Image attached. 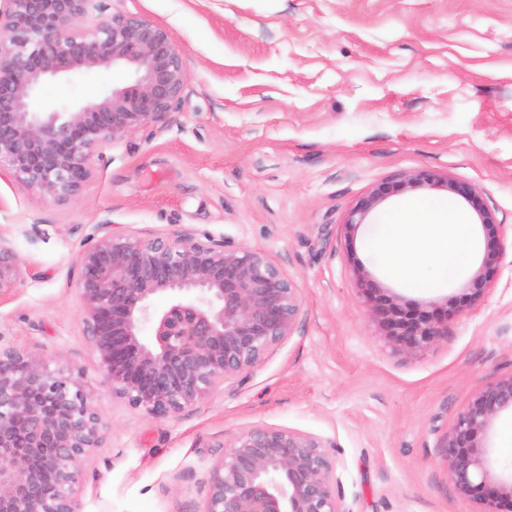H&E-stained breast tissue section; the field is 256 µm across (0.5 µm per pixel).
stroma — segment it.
<instances>
[{
    "label": "stroma",
    "instance_id": "35a3bbf8",
    "mask_svg": "<svg viewBox=\"0 0 512 512\" xmlns=\"http://www.w3.org/2000/svg\"><path fill=\"white\" fill-rule=\"evenodd\" d=\"M165 29L187 84L167 128L101 147L80 197L61 204L0 173V234L21 265L0 291V344L81 373L107 425L77 490L82 512H201L225 440L257 426L325 440L347 512H479L448 479L443 445L485 384L512 374V0H95ZM112 74L55 79L81 103ZM431 169L475 186L499 226L489 287L445 336L405 354L372 318L364 266L407 307L458 295L409 287L368 243L412 195L389 197L355 234L343 223L377 184ZM124 235L189 228L257 249L295 282L292 336L175 416L112 393L84 332L79 256L103 223ZM492 482L512 480V413L486 439Z\"/></svg>",
    "mask_w": 512,
    "mask_h": 512
}]
</instances>
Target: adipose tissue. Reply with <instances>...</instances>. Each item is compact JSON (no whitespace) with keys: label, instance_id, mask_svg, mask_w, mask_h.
<instances>
[{"label":"adipose tissue","instance_id":"1","mask_svg":"<svg viewBox=\"0 0 512 512\" xmlns=\"http://www.w3.org/2000/svg\"><path fill=\"white\" fill-rule=\"evenodd\" d=\"M387 271L406 279L409 287L428 289L456 280L475 259L476 244L464 214L452 207L417 201L398 223L372 241ZM430 263L434 277L422 279V263Z\"/></svg>","mask_w":512,"mask_h":512}]
</instances>
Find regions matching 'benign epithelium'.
I'll list each match as a JSON object with an SVG mask.
<instances>
[{
	"instance_id": "7a95c632",
	"label": "benign epithelium",
	"mask_w": 512,
	"mask_h": 512,
	"mask_svg": "<svg viewBox=\"0 0 512 512\" xmlns=\"http://www.w3.org/2000/svg\"><path fill=\"white\" fill-rule=\"evenodd\" d=\"M94 0H0V167L17 185L57 203L76 199L102 146L141 127H164L186 86L183 57L167 31L117 13L79 31ZM110 70L120 80L76 106L39 97L45 82ZM445 190L477 213L486 249L457 300L408 309L370 279L373 315L412 353L444 335L448 318L481 297L500 257L499 225L476 188L418 170L376 185L344 223L353 234L390 196ZM86 336L112 393L152 416L182 412L262 362L291 336L302 312L294 281L265 252L189 230L170 236L105 232L79 259ZM20 262L0 235V289ZM512 411V374L487 383L462 409L444 448L448 478L481 512H512V483L491 484L484 437ZM107 425L79 376L41 355L0 346V512H82L76 487ZM204 482L202 512H347L336 497L334 462L319 437L254 427L223 443Z\"/></svg>"
}]
</instances>
